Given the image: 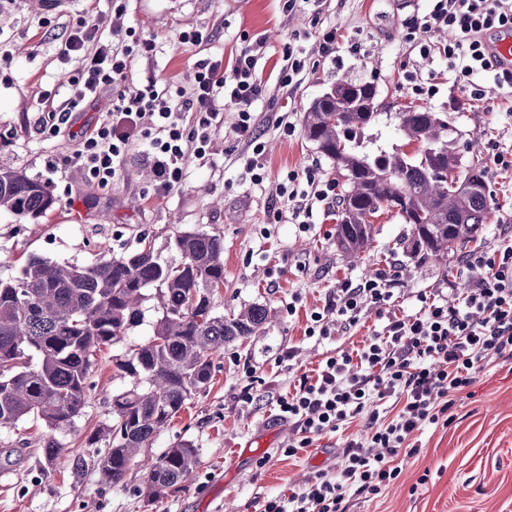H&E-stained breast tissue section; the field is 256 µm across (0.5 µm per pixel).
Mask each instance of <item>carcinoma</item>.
<instances>
[{"label": "carcinoma", "mask_w": 512, "mask_h": 512, "mask_svg": "<svg viewBox=\"0 0 512 512\" xmlns=\"http://www.w3.org/2000/svg\"><path fill=\"white\" fill-rule=\"evenodd\" d=\"M347 97L327 91L305 115L306 138L346 172L337 204L336 242L349 259L372 239L371 219L395 210L411 225L415 252L438 257L477 241L486 230L489 201L485 170L465 167L466 186L454 172L462 164L455 130L438 113L409 108L396 113L404 138L417 144L378 143L377 87L339 79ZM48 186L23 170L0 167V211L40 217L53 210ZM180 260L170 263L151 244L106 256L94 264L61 265L30 258L18 276L0 279V428L29 417L52 432L44 442L43 470L55 467L63 446L56 432L74 428L94 388L98 356L136 326L155 289L162 316L153 334L115 359L117 375L131 387L112 395V418L104 434H92L94 467L107 481L121 482L134 459L151 447L191 395L212 379L213 357L224 346L260 333L267 309L251 305L230 317L216 311L224 287V238L203 231L178 233ZM200 464L198 449L183 440L155 457L147 498L164 496L189 481Z\"/></svg>", "instance_id": "obj_1"}]
</instances>
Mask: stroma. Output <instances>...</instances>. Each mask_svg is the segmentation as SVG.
Listing matches in <instances>:
<instances>
[{"instance_id": "stroma-1", "label": "stroma", "mask_w": 512, "mask_h": 512, "mask_svg": "<svg viewBox=\"0 0 512 512\" xmlns=\"http://www.w3.org/2000/svg\"><path fill=\"white\" fill-rule=\"evenodd\" d=\"M286 0H0V166L21 167L45 182L56 199L42 217L19 218L0 211V278L18 274L28 257L59 264L89 265L150 241L155 252L177 260L178 232L206 231L224 239V286L215 297L218 312L259 304L270 312L264 332L235 342L214 357L212 381L185 407L131 465L116 485L102 481L88 458L86 439L108 423L112 396L130 386L117 376L114 359L144 341L162 315L157 299L124 339L108 348L94 372L95 386L73 431L58 434L64 450L50 473H42L45 425L26 420L0 429V512H260L265 497L282 495L315 476L308 461L314 450L324 464L341 468L348 436L363 434L357 420L324 435L315 448L289 457L283 452L292 428L275 415L279 397L297 380L315 376L326 356L362 347L383 318L365 309L359 323L345 327L333 317L326 339L307 336L310 314L336 295L339 282L394 269L400 284L389 312L418 311L419 294L449 300L469 285L467 253L493 251L512 235V91L495 90L479 78L482 97L463 96L455 74L437 48L446 32L424 27L431 0H306L287 11ZM106 15L111 27L133 28L155 45L136 58L126 84L186 83L203 60L232 66L236 54L255 41L265 47L255 68L264 86L253 108L255 133L264 147L262 181H254L240 155L244 144L233 107L212 136L208 157L188 159L180 189L159 198L147 178L150 160L139 146L129 148L121 172L109 184L90 182L71 156L68 134L37 131L43 105H59L73 63L58 49L88 11ZM207 30L208 41L182 44V31ZM336 33L333 54L321 56L323 32ZM429 46L423 54L421 46ZM303 53L306 66L296 85L278 77L289 49ZM370 82L379 90L378 131L384 144H403L396 112L425 107L447 117L459 133L465 159L485 167L491 217L482 238L434 259L411 251L410 227L393 212L373 220V238L354 261L336 245V210L314 203L294 210L286 192L295 171L298 191L307 175L345 178L306 138L304 118L311 103L339 77ZM284 125H277V118ZM508 166L495 163V154ZM294 359H287V351ZM253 403H243L244 387ZM449 425L416 433V455L399 457L400 477L374 498L355 496L348 512H512V361L491 359L477 381L461 393ZM193 441L200 465L192 481L162 499L145 495L152 457L179 441Z\"/></svg>"}]
</instances>
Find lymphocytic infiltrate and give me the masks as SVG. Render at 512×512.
Returning a JSON list of instances; mask_svg holds the SVG:
<instances>
[{
	"instance_id": "lymphocytic-infiltrate-1",
	"label": "lymphocytic infiltrate",
	"mask_w": 512,
	"mask_h": 512,
	"mask_svg": "<svg viewBox=\"0 0 512 512\" xmlns=\"http://www.w3.org/2000/svg\"><path fill=\"white\" fill-rule=\"evenodd\" d=\"M106 25L100 14L82 19L62 42L61 60H78L79 67L69 78L67 98L42 113L40 132L67 131L85 102L118 87L105 119L78 136L73 160L89 180L105 184L116 176L130 144L139 143L153 165L154 193L164 197L181 187L188 157L206 158L211 133L223 125L230 105L247 147L244 166L254 180H262L257 161L262 148L253 121V106L263 93L255 74L256 46L243 48L229 70L219 60L198 64L189 87L160 89L150 82L124 90L120 84L135 59L152 52L154 44L130 28L103 39ZM424 25L448 30L442 52L461 91L481 96L476 80L484 75L495 88L512 87V69L502 68L488 47L500 28H512V0H434ZM465 265L473 282L455 303L420 295L416 313L387 316L362 348L325 357L315 377H301L292 393L277 400L279 418L297 432L286 447L288 456L358 417L365 418L368 434L347 442L342 472L319 471L289 494L265 500L261 512H346L352 496L379 494L401 474L394 457L416 454L413 434L447 416L457 395L475 383L484 361L512 360V239L491 252H470ZM397 282L394 274L344 280L335 302L311 313L309 335L330 336L329 313L355 326L365 308L390 301ZM387 397L399 406L388 421L376 409Z\"/></svg>"
}]
</instances>
